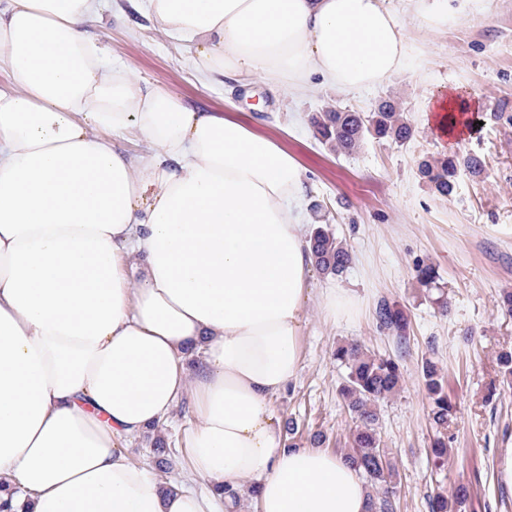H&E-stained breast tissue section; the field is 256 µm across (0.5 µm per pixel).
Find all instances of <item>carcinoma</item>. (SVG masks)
I'll return each mask as SVG.
<instances>
[{
	"instance_id": "carcinoma-1",
	"label": "carcinoma",
	"mask_w": 512,
	"mask_h": 512,
	"mask_svg": "<svg viewBox=\"0 0 512 512\" xmlns=\"http://www.w3.org/2000/svg\"><path fill=\"white\" fill-rule=\"evenodd\" d=\"M311 124L320 140L338 154L358 150L368 136L394 143H404L412 136L410 123L392 99L381 101L367 115L327 109L313 115ZM458 165L453 156L425 160L420 165V173L439 195L449 196L456 186ZM310 246L315 266L325 274L339 276L352 263V254L346 244L321 227L312 232ZM375 316L379 329L391 333L402 344L407 342L409 318L402 307L384 299L378 304ZM334 357L346 369L340 394L356 419L349 436L346 459L375 489L374 512H393L391 488L396 485L395 473L385 451L380 449L377 406L402 388L399 364L357 342L337 346ZM421 374L430 404V417L436 429L432 451L438 464L444 467L448 464V442L451 440L448 428L456 409L448 397V383L438 365L430 359L423 361ZM151 451L157 458L158 477L162 478L172 448L166 440L159 438L152 443ZM469 496V487L464 484L457 485L450 493L441 489L431 499V512H460Z\"/></svg>"
}]
</instances>
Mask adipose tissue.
<instances>
[{
    "mask_svg": "<svg viewBox=\"0 0 512 512\" xmlns=\"http://www.w3.org/2000/svg\"><path fill=\"white\" fill-rule=\"evenodd\" d=\"M104 7L0 0V512H372L344 456L286 446L270 408L314 272L302 167L114 65L88 35ZM143 7L203 80L360 91L411 60L388 0ZM185 396L201 490L123 450Z\"/></svg>",
    "mask_w": 512,
    "mask_h": 512,
    "instance_id": "obj_1",
    "label": "adipose tissue"
}]
</instances>
